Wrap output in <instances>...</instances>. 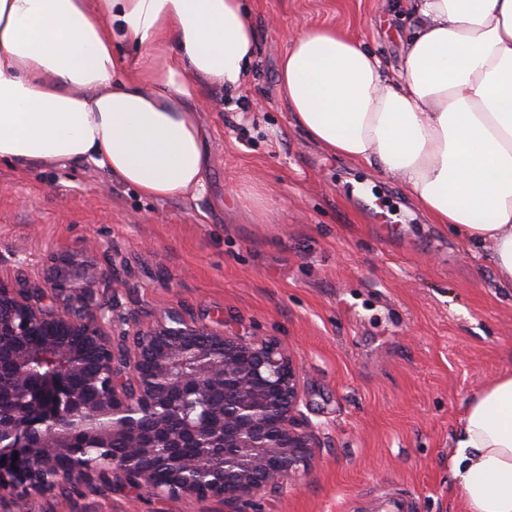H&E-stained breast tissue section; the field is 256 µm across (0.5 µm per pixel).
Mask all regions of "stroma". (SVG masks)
<instances>
[{
	"instance_id": "1",
	"label": "stroma",
	"mask_w": 512,
	"mask_h": 512,
	"mask_svg": "<svg viewBox=\"0 0 512 512\" xmlns=\"http://www.w3.org/2000/svg\"><path fill=\"white\" fill-rule=\"evenodd\" d=\"M260 46L244 87H202L203 188L151 199L84 163L20 172L0 162V278L42 280L83 251L104 290L145 321L174 307L227 333L278 339L303 369L320 448L257 512H460L455 431L468 399L512 370V300L395 179L329 154L296 128L276 75L293 33L327 26L399 65L407 22L390 0H246ZM257 188L264 212L229 184ZM25 512H231L219 498L82 487Z\"/></svg>"
}]
</instances>
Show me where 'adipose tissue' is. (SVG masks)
<instances>
[{
    "label": "adipose tissue",
    "mask_w": 512,
    "mask_h": 512,
    "mask_svg": "<svg viewBox=\"0 0 512 512\" xmlns=\"http://www.w3.org/2000/svg\"><path fill=\"white\" fill-rule=\"evenodd\" d=\"M395 7L412 22L399 68L310 29L288 42L279 92L316 144L486 250L512 295V0ZM258 54L242 0H0V161H89L148 198L192 195L209 160L198 88H240ZM452 462L463 512H512V372L468 400Z\"/></svg>",
    "instance_id": "adipose-tissue-1"
}]
</instances>
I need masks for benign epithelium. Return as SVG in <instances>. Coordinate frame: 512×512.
<instances>
[{
	"instance_id": "1",
	"label": "benign epithelium",
	"mask_w": 512,
	"mask_h": 512,
	"mask_svg": "<svg viewBox=\"0 0 512 512\" xmlns=\"http://www.w3.org/2000/svg\"><path fill=\"white\" fill-rule=\"evenodd\" d=\"M118 288L83 253L50 258L46 283L0 279V360L16 382L0 416V499L46 493L55 476L84 485L146 489L157 496L220 497L241 512L306 470L319 447L301 410V370L274 339H247L165 310L124 328L98 300ZM49 359L45 375L31 370ZM86 377V390L71 386ZM126 453L108 452L114 440ZM199 448L186 460L184 441ZM163 470L168 479L157 480Z\"/></svg>"
}]
</instances>
